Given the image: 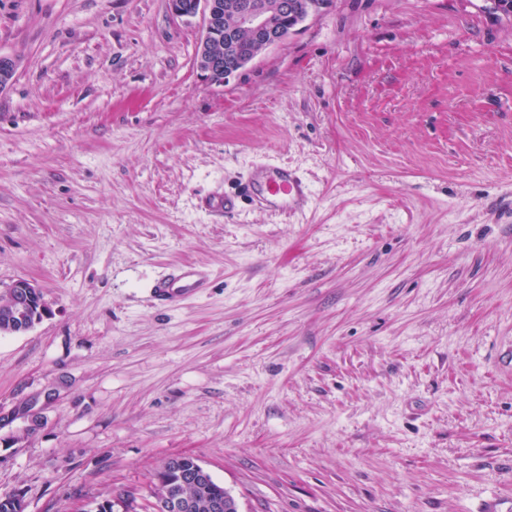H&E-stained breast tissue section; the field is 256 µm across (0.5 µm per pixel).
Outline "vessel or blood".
Masks as SVG:
<instances>
[{
	"label": "vessel or blood",
	"mask_w": 512,
	"mask_h": 512,
	"mask_svg": "<svg viewBox=\"0 0 512 512\" xmlns=\"http://www.w3.org/2000/svg\"><path fill=\"white\" fill-rule=\"evenodd\" d=\"M245 191L258 197L267 208L285 212L308 203L311 191L292 171L279 167L261 168L249 178ZM205 282V274L197 267L182 265L159 278L151 289L157 304L168 305L195 295Z\"/></svg>",
	"instance_id": "obj_1"
}]
</instances>
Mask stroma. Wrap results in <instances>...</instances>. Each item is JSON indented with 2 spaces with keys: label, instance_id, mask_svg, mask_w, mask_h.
I'll list each match as a JSON object with an SVG mask.
<instances>
[{
  "label": "stroma",
  "instance_id": "obj_1",
  "mask_svg": "<svg viewBox=\"0 0 512 512\" xmlns=\"http://www.w3.org/2000/svg\"><path fill=\"white\" fill-rule=\"evenodd\" d=\"M202 31L0 0V292L50 308L0 335V494L142 506L181 453L239 512H512V15L331 0L221 84ZM263 164L310 204L204 208ZM205 279L204 272L196 266H178L155 282L151 294L157 304L168 305L195 295ZM5 311L15 326L14 335L32 329L47 316L49 308L37 283L18 279L7 288L5 298L0 296V311Z\"/></svg>",
  "mask_w": 512,
  "mask_h": 512
}]
</instances>
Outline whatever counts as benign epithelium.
<instances>
[{
	"label": "benign epithelium",
	"mask_w": 512,
	"mask_h": 512,
	"mask_svg": "<svg viewBox=\"0 0 512 512\" xmlns=\"http://www.w3.org/2000/svg\"><path fill=\"white\" fill-rule=\"evenodd\" d=\"M171 12L180 17L194 16L200 6L199 0H168ZM284 9L275 0H247L234 9V21L222 25L212 10L205 4L204 27L199 43L198 69L209 81H216L218 71L228 78L239 69L252 62L269 47L284 40L299 24L305 15L276 27L272 16ZM236 57L237 64L224 69V53ZM5 311L15 326V334L21 335L32 329L47 316L49 308L37 283L18 279L7 288L6 296L0 297V311ZM194 501L185 493L171 490L165 497L149 505V512H190Z\"/></svg>",
	"instance_id": "benign-epithelium-1"
}]
</instances>
